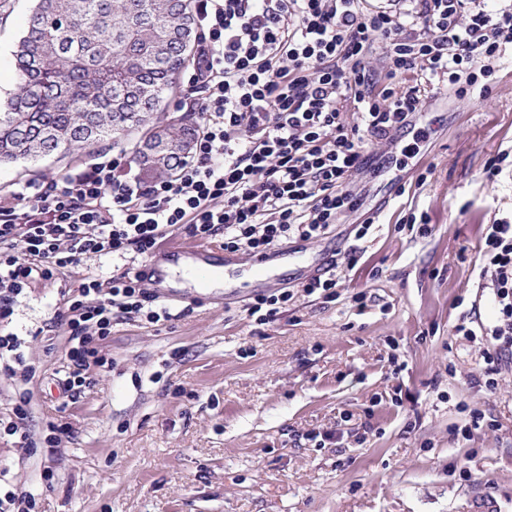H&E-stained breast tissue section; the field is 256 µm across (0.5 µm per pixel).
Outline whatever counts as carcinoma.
I'll return each instance as SVG.
<instances>
[{"mask_svg": "<svg viewBox=\"0 0 512 512\" xmlns=\"http://www.w3.org/2000/svg\"><path fill=\"white\" fill-rule=\"evenodd\" d=\"M191 0H33L12 51L0 163L77 153L154 121L200 41Z\"/></svg>", "mask_w": 512, "mask_h": 512, "instance_id": "1", "label": "carcinoma"}]
</instances>
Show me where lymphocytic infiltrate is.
Instances as JSON below:
<instances>
[{"label":"lymphocytic infiltrate","mask_w":512,"mask_h":512,"mask_svg":"<svg viewBox=\"0 0 512 512\" xmlns=\"http://www.w3.org/2000/svg\"><path fill=\"white\" fill-rule=\"evenodd\" d=\"M414 2L401 12L372 0H196L203 46L190 64L193 94L179 104L203 116L191 153L168 179L143 180L124 156L103 153L13 190L0 204V321L33 280L91 257L151 254L179 224L250 255L323 238L361 207L352 179L372 165L369 146L393 143L440 83L487 97L512 47V8ZM480 253L477 288L494 317L460 318L454 333L479 344L471 382L493 392L512 366V217L485 226ZM66 306L61 386L71 398L85 370L105 365L113 318L175 317L129 269L85 278Z\"/></svg>","instance_id":"obj_1"}]
</instances>
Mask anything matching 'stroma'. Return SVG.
Here are the masks:
<instances>
[{"label":"stroma","instance_id":"stroma-1","mask_svg":"<svg viewBox=\"0 0 512 512\" xmlns=\"http://www.w3.org/2000/svg\"><path fill=\"white\" fill-rule=\"evenodd\" d=\"M30 7L12 0L0 17V100ZM136 141L103 148L131 159ZM103 148L2 165L0 197L60 179ZM396 148V166L356 176L364 205L297 252L307 262L355 254L338 270L336 300L297 288L259 322L247 311L256 292L240 254L224 274L223 305L178 301L180 318L113 324L107 362L86 370L74 402L58 387L63 293L88 276L108 280L123 263L95 258L31 284L0 328L25 340L35 375L0 374V418L28 395L32 443L1 434L0 470L33 494L34 512H466L483 493L512 512V370L496 391L471 385L478 349L453 334L469 312L493 317L473 267L485 225L512 214V171L485 174L489 158L512 149V54L488 98L459 99L444 86L429 95ZM412 212L427 216L426 234L401 229ZM371 216L375 234L355 240L353 225ZM461 402L495 428L454 436L466 421ZM52 436L54 458L44 450Z\"/></svg>","mask_w":512,"mask_h":512}]
</instances>
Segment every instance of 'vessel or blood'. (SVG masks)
<instances>
[{"instance_id": "obj_1", "label": "vessel or blood", "mask_w": 512, "mask_h": 512, "mask_svg": "<svg viewBox=\"0 0 512 512\" xmlns=\"http://www.w3.org/2000/svg\"><path fill=\"white\" fill-rule=\"evenodd\" d=\"M291 245L276 246L268 251L252 255L249 259L258 288H273L277 282L268 274L276 261L291 256ZM229 259L223 249L213 245H181L153 252L143 269L154 296L161 300H177L173 286L175 275L184 273L197 279L199 285H207L216 269L228 265Z\"/></svg>"}]
</instances>
